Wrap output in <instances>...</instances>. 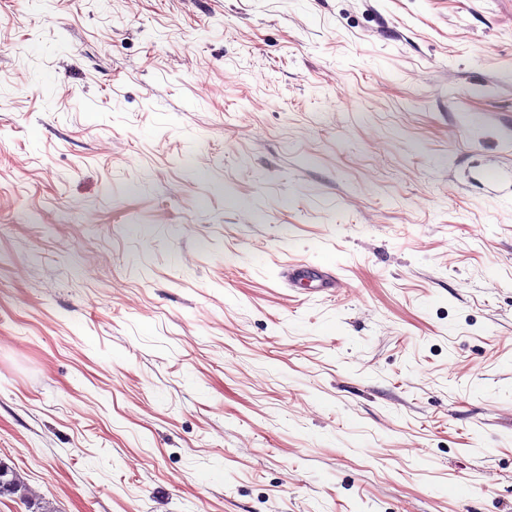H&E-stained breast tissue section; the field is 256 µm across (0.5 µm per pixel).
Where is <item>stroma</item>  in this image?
Wrapping results in <instances>:
<instances>
[{"label": "stroma", "instance_id": "stroma-1", "mask_svg": "<svg viewBox=\"0 0 512 512\" xmlns=\"http://www.w3.org/2000/svg\"><path fill=\"white\" fill-rule=\"evenodd\" d=\"M0 461L512 512V0H0ZM284 274L288 285H295L299 281L312 279L319 282L317 288H336L339 286V280L336 275L327 269L313 271L307 265L294 264L288 266Z\"/></svg>", "mask_w": 512, "mask_h": 512}]
</instances>
